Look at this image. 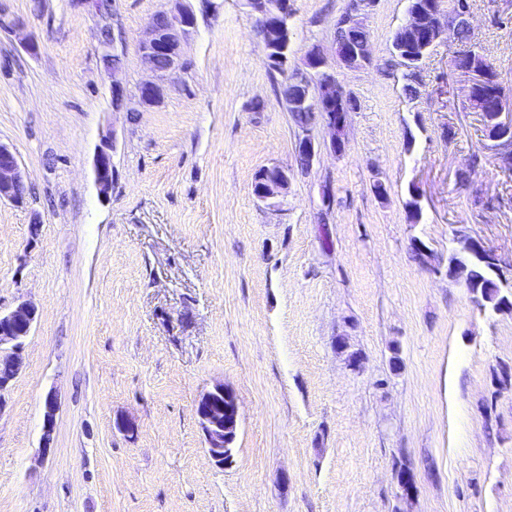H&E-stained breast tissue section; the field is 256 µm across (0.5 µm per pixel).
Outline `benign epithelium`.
I'll list each match as a JSON object with an SVG mask.
<instances>
[{"mask_svg": "<svg viewBox=\"0 0 512 512\" xmlns=\"http://www.w3.org/2000/svg\"><path fill=\"white\" fill-rule=\"evenodd\" d=\"M376 0H355L351 11L339 16L340 25L349 29L365 27L366 18ZM440 0H407L405 21L400 26L405 36L416 39L425 36L424 45L417 59L423 60L431 50L445 40L448 42V60L462 54L472 57L480 55L481 46L475 40H469L464 47L456 41V29L459 26L472 28V11L466 0H448V21L440 22ZM168 7L161 12L166 25H161L158 16L149 22L145 38L140 43L142 59L153 73V79L145 81L138 90L137 98L127 97L123 87L112 81V110L115 112H135L139 107L152 106L164 96L165 77L183 68L182 46L196 31V18L184 0H167ZM246 8L255 20L257 35L263 43L268 67L288 76L296 68L288 66V47L282 45L283 18L287 16L288 0H243ZM104 61L112 66V73L121 67V57L115 44L99 40ZM346 69L357 71L372 64L371 53L362 46L350 41H336L330 52L320 47L310 49L303 63L305 78L294 95L284 96V103L290 112H307L312 115L325 130L327 139L319 142L309 134V127L302 128L296 155L307 164H313L322 151L341 154L347 145V126L349 112H336L348 97V92L336 79L335 71L329 59ZM453 71L466 78L468 83L466 100L472 103L487 79L485 67L474 62L465 68H453ZM497 128L503 130L490 138V149L497 157L512 156V106L500 108L495 115ZM113 146L104 142L98 148L93 159V173L99 194L106 198L112 191L114 165ZM27 185L14 150L0 142V201L21 203L23 198L18 190ZM288 185V171L274 167V175L262 181L254 192L255 197L268 206H276L274 199L281 196V190ZM460 251L479 257L499 274H504L502 261L498 254L486 248L474 237L462 236L456 239ZM38 320V308L28 299L20 300L13 308L0 309V409L5 403V393L19 375L23 366V352L26 341ZM57 398L50 393L45 399L43 416L42 447H50L53 440ZM196 416L204 435L207 452L218 466L233 462L234 442L240 422V405L235 392L222 383L215 384L204 391L196 406Z\"/></svg>", "mask_w": 512, "mask_h": 512, "instance_id": "1", "label": "benign epithelium"}]
</instances>
